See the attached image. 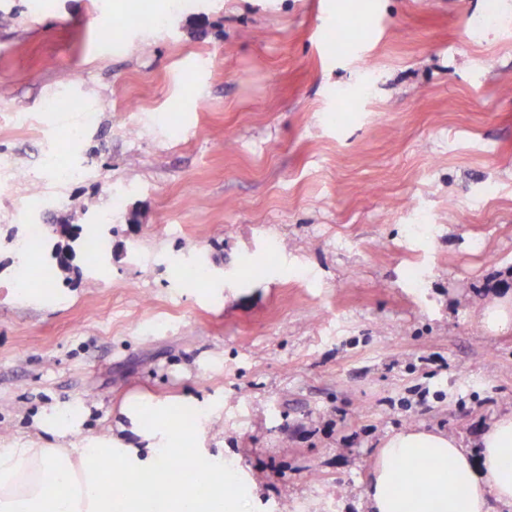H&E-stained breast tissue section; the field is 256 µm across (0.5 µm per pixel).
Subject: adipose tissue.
<instances>
[{"label": "adipose tissue", "mask_w": 512, "mask_h": 512, "mask_svg": "<svg viewBox=\"0 0 512 512\" xmlns=\"http://www.w3.org/2000/svg\"><path fill=\"white\" fill-rule=\"evenodd\" d=\"M131 446L107 432L68 448L75 421L43 413L52 439L0 448V512H247L234 459L189 453L190 431L166 401L127 412ZM187 456L195 480L174 479L169 461ZM367 512H512V411L472 450L442 431L388 436L364 490Z\"/></svg>", "instance_id": "1"}]
</instances>
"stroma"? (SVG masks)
<instances>
[{
  "label": "stroma",
  "mask_w": 512,
  "mask_h": 512,
  "mask_svg": "<svg viewBox=\"0 0 512 512\" xmlns=\"http://www.w3.org/2000/svg\"><path fill=\"white\" fill-rule=\"evenodd\" d=\"M0 12V162L28 175L0 177V448L49 441L53 406L76 408L83 447L155 396L236 459L252 512H364L388 433L474 448L512 409V331L478 322L512 292V0ZM104 212L102 258L26 280L27 225Z\"/></svg>",
  "instance_id": "35a3bbf8"
}]
</instances>
